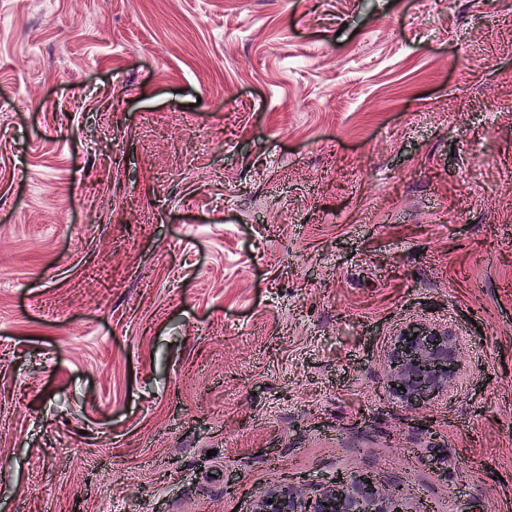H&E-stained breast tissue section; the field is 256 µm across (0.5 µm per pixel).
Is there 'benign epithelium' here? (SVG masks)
I'll use <instances>...</instances> for the list:
<instances>
[{"label":"benign epithelium","mask_w":512,"mask_h":512,"mask_svg":"<svg viewBox=\"0 0 512 512\" xmlns=\"http://www.w3.org/2000/svg\"><path fill=\"white\" fill-rule=\"evenodd\" d=\"M460 341L440 326L410 322L398 329L387 353L385 390L401 405L419 409L448 394L460 362ZM250 512H429L375 475L348 471L311 495L283 482L259 493Z\"/></svg>","instance_id":"7a95c632"}]
</instances>
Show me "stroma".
<instances>
[{
  "mask_svg": "<svg viewBox=\"0 0 512 512\" xmlns=\"http://www.w3.org/2000/svg\"><path fill=\"white\" fill-rule=\"evenodd\" d=\"M355 469L512 512V0H0V512ZM460 350V341L448 328L421 322L401 326L387 353V394L410 409L447 395L460 366Z\"/></svg>",
  "mask_w": 512,
  "mask_h": 512,
  "instance_id": "35a3bbf8",
  "label": "stroma"
}]
</instances>
